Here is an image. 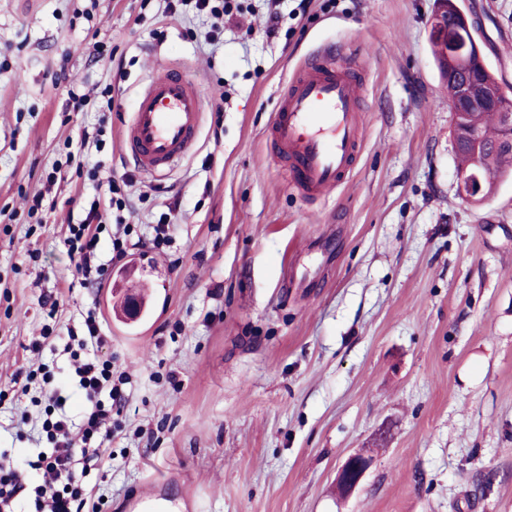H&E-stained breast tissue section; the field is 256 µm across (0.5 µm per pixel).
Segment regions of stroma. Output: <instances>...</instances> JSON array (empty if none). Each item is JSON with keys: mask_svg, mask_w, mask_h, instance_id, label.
Returning a JSON list of instances; mask_svg holds the SVG:
<instances>
[{"mask_svg": "<svg viewBox=\"0 0 512 512\" xmlns=\"http://www.w3.org/2000/svg\"><path fill=\"white\" fill-rule=\"evenodd\" d=\"M235 2L216 31L163 0H0V67L16 74L0 85V455L21 465L46 444L40 388L21 392L38 366L82 412L71 353L92 314L128 396L110 465L89 477L106 512L149 496L179 512H512V177L479 205L457 194L435 0H311L303 15L277 0L273 29L268 0ZM455 3L512 84V0ZM327 46L368 92L352 172L313 200L264 132ZM165 66L204 114L156 178L128 164L121 130ZM62 73L112 107H67ZM126 173L144 244L84 286L67 227ZM171 203L168 240L150 247ZM131 294L146 316H122ZM359 452L373 462L340 496ZM371 458L365 454H354L348 458L336 475V488L342 495H349L361 483L369 469Z\"/></svg>", "mask_w": 512, "mask_h": 512, "instance_id": "35a3bbf8", "label": "stroma"}]
</instances>
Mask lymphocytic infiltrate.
Masks as SVG:
<instances>
[{"instance_id":"obj_1","label":"lymphocytic infiltrate","mask_w":512,"mask_h":512,"mask_svg":"<svg viewBox=\"0 0 512 512\" xmlns=\"http://www.w3.org/2000/svg\"><path fill=\"white\" fill-rule=\"evenodd\" d=\"M102 225L103 214L99 204L94 203L78 223L68 227V250L78 256V272L90 286L101 283L106 263L120 261L126 255L123 240L116 238L106 259H99L98 233ZM85 328L92 350L75 368L78 387L86 401L80 425L82 442L74 444L71 438L72 421L65 412L66 397L61 391L51 392L48 401L57 415L43 424L49 446L29 463L31 469L45 477L37 490L36 512H103L102 499L87 477L111 458L108 448L112 442V411L121 407L123 396L112 381L111 360L98 353L105 339L96 316L86 318Z\"/></svg>"}]
</instances>
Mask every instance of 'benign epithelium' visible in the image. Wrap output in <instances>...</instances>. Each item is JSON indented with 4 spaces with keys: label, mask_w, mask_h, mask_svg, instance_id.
I'll use <instances>...</instances> for the list:
<instances>
[{
    "label": "benign epithelium",
    "mask_w": 512,
    "mask_h": 512,
    "mask_svg": "<svg viewBox=\"0 0 512 512\" xmlns=\"http://www.w3.org/2000/svg\"><path fill=\"white\" fill-rule=\"evenodd\" d=\"M456 8L452 0H439V7L429 21L430 40L440 51L439 64L450 73L452 88L448 90V106L454 115V137L456 144L470 153L468 163L457 169L458 193L476 204L488 196L489 159L481 144L474 143L478 134L471 125L470 115L476 109H492L498 125L497 147L512 148V98L508 90L495 77L491 79H467L475 62L484 61L478 43L466 38L459 30L448 26L442 13ZM371 458L365 454H354L348 458L336 475L339 493L348 495L361 483L369 469Z\"/></svg>",
    "instance_id": "benign-epithelium-1"
}]
</instances>
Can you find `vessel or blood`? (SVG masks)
<instances>
[{
	"label": "vessel or blood",
	"instance_id": "vessel-or-blood-1",
	"mask_svg": "<svg viewBox=\"0 0 512 512\" xmlns=\"http://www.w3.org/2000/svg\"><path fill=\"white\" fill-rule=\"evenodd\" d=\"M365 82L337 62L334 49L313 55L281 89L267 143L291 164V184L308 198L322 196L351 173L360 152L357 112ZM203 100L186 74L166 69L139 94L124 131V147L141 171L162 176L194 147Z\"/></svg>",
	"mask_w": 512,
	"mask_h": 512
}]
</instances>
